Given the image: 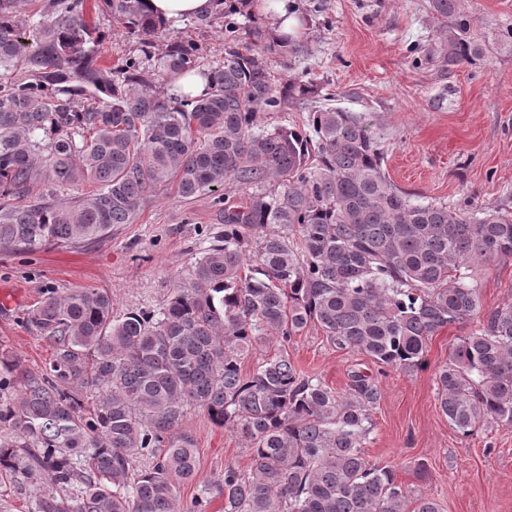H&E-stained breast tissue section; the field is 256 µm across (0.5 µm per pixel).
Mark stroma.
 Instances as JSON below:
<instances>
[{"label": "stroma", "mask_w": 512, "mask_h": 512, "mask_svg": "<svg viewBox=\"0 0 512 512\" xmlns=\"http://www.w3.org/2000/svg\"><path fill=\"white\" fill-rule=\"evenodd\" d=\"M308 17L298 39L311 56L288 63L272 56L276 79L317 84L316 94L264 113V126L307 127L313 112L341 106L362 114L379 138L390 180L414 203L470 202L512 210V0H468L477 23L470 62L448 65L433 54L448 33L429 0H295ZM215 195L186 201L174 187L147 194L136 223L110 236L34 253L0 250V345L23 369L38 371L52 344L27 329L26 313L46 289L100 288L112 313L162 308L211 236L222 233ZM484 308L512 303V261L473 270ZM462 327L429 343L426 366L412 375L379 373L364 355L334 348L311 325L290 342L269 337L241 362L252 372L265 356L287 352L304 375L344 392L352 369L378 374L382 399L365 445L369 460L394 466L412 496L434 497L443 512H512V426L482 427L462 437L440 410L434 372L448 359ZM180 430L197 450L195 479L179 483L190 503L224 473L226 463L249 470L251 454L232 430L189 411Z\"/></svg>", "instance_id": "35a3bbf8"}]
</instances>
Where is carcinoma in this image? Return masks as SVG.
I'll return each mask as SVG.
<instances>
[{"label":"carcinoma","instance_id":"1","mask_svg":"<svg viewBox=\"0 0 512 512\" xmlns=\"http://www.w3.org/2000/svg\"><path fill=\"white\" fill-rule=\"evenodd\" d=\"M90 2L139 53L101 63L106 31L87 20ZM213 2L191 24L222 23L216 62L145 0H0V249L104 238L169 185L184 200L230 182L250 190L218 197L224 234L163 309L117 319L107 291L80 288L50 289L28 311L54 351L27 372L0 350V482L41 486L27 512H206L207 492L185 507L177 496L197 472L179 431L193 407L251 451L249 471L224 466V512H441L367 459L377 378L354 370L339 394L284 352L251 374L241 359L263 336L287 343L313 323L335 348L410 375L438 331L471 323L435 372L439 408L464 438L511 427L512 304L484 309L465 270L512 259V211L411 202L361 114L261 127V114L317 93L299 76L275 82L271 56L312 49L257 24V0ZM429 7L450 25L443 59L470 61L465 0ZM188 76L207 93L176 94Z\"/></svg>","mask_w":512,"mask_h":512}]
</instances>
